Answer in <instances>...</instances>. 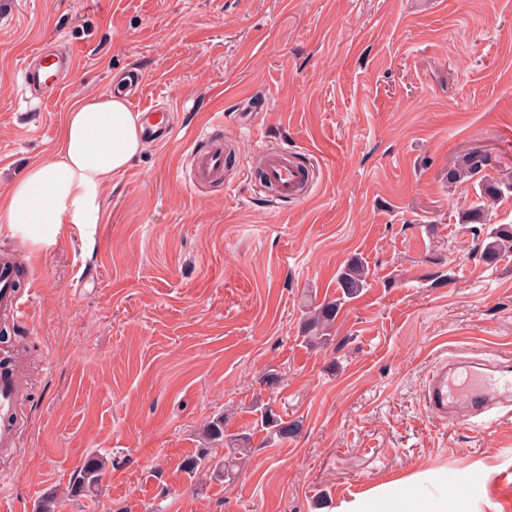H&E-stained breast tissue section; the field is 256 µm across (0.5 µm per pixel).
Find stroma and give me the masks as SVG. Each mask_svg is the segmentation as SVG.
<instances>
[{"instance_id":"35a3bbf8","label":"stroma","mask_w":512,"mask_h":512,"mask_svg":"<svg viewBox=\"0 0 512 512\" xmlns=\"http://www.w3.org/2000/svg\"><path fill=\"white\" fill-rule=\"evenodd\" d=\"M0 16V196L50 157L80 96L142 77L133 111L172 109L178 129L105 187L91 232L41 250L0 221L17 255L24 321L0 359L22 356L21 451L0 459V512H335L418 473L468 472L473 512H512V406L479 426L424 401L446 349L512 354V256L481 258V225L458 214L474 186L448 171L512 172V0H14ZM57 41L76 64L38 109L20 68ZM235 140L225 181L190 187L201 134ZM304 153L311 194L272 201L257 145ZM359 258L371 285L322 348L302 341L305 295L335 298ZM281 380L268 387V371ZM300 424L254 434L235 481L179 472L210 418L249 430L253 403ZM106 457L101 491L71 497L84 459ZM482 161L476 153L468 154L454 168L448 171V180L452 183L471 181L480 172Z\"/></svg>"}]
</instances>
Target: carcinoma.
Listing matches in <instances>:
<instances>
[{
  "label": "carcinoma",
  "mask_w": 512,
  "mask_h": 512,
  "mask_svg": "<svg viewBox=\"0 0 512 512\" xmlns=\"http://www.w3.org/2000/svg\"><path fill=\"white\" fill-rule=\"evenodd\" d=\"M482 161L475 153L468 154L454 168L448 171V180L453 183L471 181L480 172ZM479 196L490 201L512 195V176L478 182ZM512 254V224H495L488 228L484 240L482 257L488 264ZM369 287L368 268L354 259L336 271L338 297L320 304L307 301L304 304L303 342L312 347H323L331 340V332L337 315L343 305L356 299ZM254 428L266 433L269 442H282L299 430V423H288L277 417L272 409L260 404L253 409ZM205 439L211 445H223L228 454L215 458L206 449L183 459L180 471L191 480L201 472L210 474L218 481H229L236 477L241 467L251 458V434L228 435L225 433V416L219 414L206 425ZM106 462L98 457H88L73 479L69 490L72 497H93L100 489V482Z\"/></svg>",
  "instance_id": "1"
}]
</instances>
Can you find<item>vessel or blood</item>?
<instances>
[{
	"instance_id": "1",
	"label": "vessel or blood",
	"mask_w": 512,
	"mask_h": 512,
	"mask_svg": "<svg viewBox=\"0 0 512 512\" xmlns=\"http://www.w3.org/2000/svg\"><path fill=\"white\" fill-rule=\"evenodd\" d=\"M74 58L55 50L39 47L35 64H23L21 79L28 102L40 104L59 88L64 72ZM263 187H270L278 200L309 196L316 174L301 161L299 154L288 150L257 147ZM186 178L195 187L222 182L224 179V143L213 141L204 152H191ZM14 270L0 263V313L21 321L27 315L23 295L14 288ZM23 395L20 378L9 369H0V447H20V426L16 415ZM424 399L433 415L455 425L471 424L484 418L495 406L512 405V361L505 358L471 359L445 357L430 373Z\"/></svg>"
}]
</instances>
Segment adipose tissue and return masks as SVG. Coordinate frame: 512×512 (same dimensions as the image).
Returning a JSON list of instances; mask_svg holds the SVG:
<instances>
[{
  "label": "adipose tissue",
  "mask_w": 512,
  "mask_h": 512,
  "mask_svg": "<svg viewBox=\"0 0 512 512\" xmlns=\"http://www.w3.org/2000/svg\"><path fill=\"white\" fill-rule=\"evenodd\" d=\"M142 120L121 94L77 98L59 131L55 154L29 166L0 197V217L11 233L50 248L68 226L98 223L104 186L143 148ZM436 491L410 477V491L382 484L342 503L337 512H468L448 490V475L431 476Z\"/></svg>",
  "instance_id": "1"
}]
</instances>
